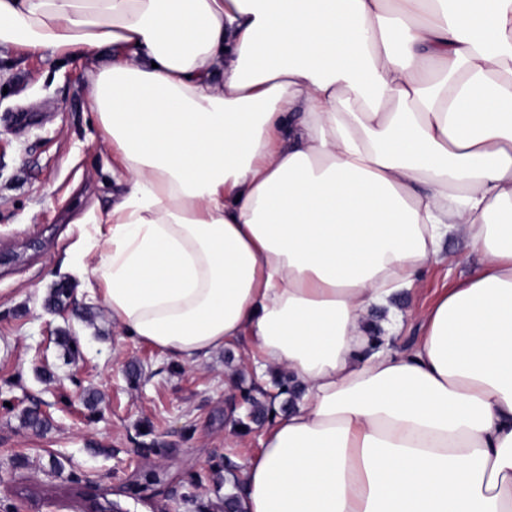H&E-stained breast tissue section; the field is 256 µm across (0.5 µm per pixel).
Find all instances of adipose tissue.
Instances as JSON below:
<instances>
[{
  "mask_svg": "<svg viewBox=\"0 0 512 512\" xmlns=\"http://www.w3.org/2000/svg\"><path fill=\"white\" fill-rule=\"evenodd\" d=\"M15 45L86 63L127 177L92 297L188 364L249 337L301 393L234 512H512V0H0ZM456 231L479 271L395 350Z\"/></svg>",
  "mask_w": 512,
  "mask_h": 512,
  "instance_id": "adipose-tissue-1",
  "label": "adipose tissue"
}]
</instances>
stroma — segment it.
Here are the masks:
<instances>
[{"label":"stroma","instance_id":"stroma-1","mask_svg":"<svg viewBox=\"0 0 512 512\" xmlns=\"http://www.w3.org/2000/svg\"><path fill=\"white\" fill-rule=\"evenodd\" d=\"M125 190L82 66L0 47V250L21 256L0 268V512H87L75 491L90 483L125 512H224L271 424L248 419L272 389L242 362L248 339L183 363L123 332L65 274L84 228ZM441 250L445 262L395 299L398 349L419 336L420 313L479 267L457 235ZM62 285L71 304L50 308ZM65 333L76 357L57 343ZM28 411L46 426H25Z\"/></svg>","mask_w":512,"mask_h":512}]
</instances>
